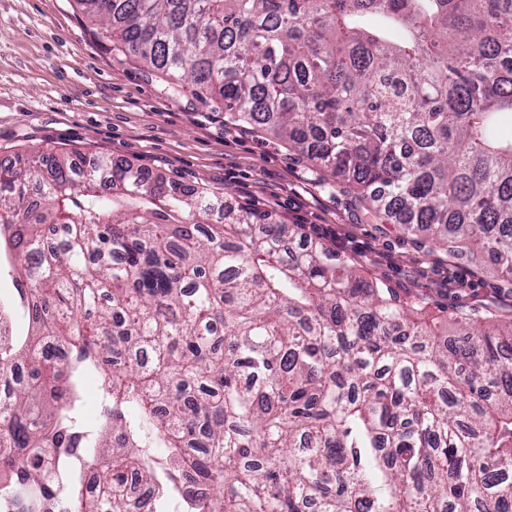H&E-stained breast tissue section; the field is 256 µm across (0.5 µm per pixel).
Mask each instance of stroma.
<instances>
[{"instance_id": "stroma-1", "label": "stroma", "mask_w": 512, "mask_h": 512, "mask_svg": "<svg viewBox=\"0 0 512 512\" xmlns=\"http://www.w3.org/2000/svg\"><path fill=\"white\" fill-rule=\"evenodd\" d=\"M41 149L97 155L204 186L224 205L247 206L305 239L333 245L367 278L432 310L512 315V283L488 265L439 251L369 219L341 185L320 177L281 143L192 97H173L124 54L111 50L75 0H0V162ZM466 284L451 287L450 274Z\"/></svg>"}]
</instances>
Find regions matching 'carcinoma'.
Masks as SVG:
<instances>
[{
  "instance_id": "cac0c4a2",
  "label": "carcinoma",
  "mask_w": 512,
  "mask_h": 512,
  "mask_svg": "<svg viewBox=\"0 0 512 512\" xmlns=\"http://www.w3.org/2000/svg\"><path fill=\"white\" fill-rule=\"evenodd\" d=\"M111 48L512 277V0H76ZM162 173L0 163L27 322L0 344L15 512H512V319L455 338L322 242ZM94 377L99 419L81 416Z\"/></svg>"
}]
</instances>
